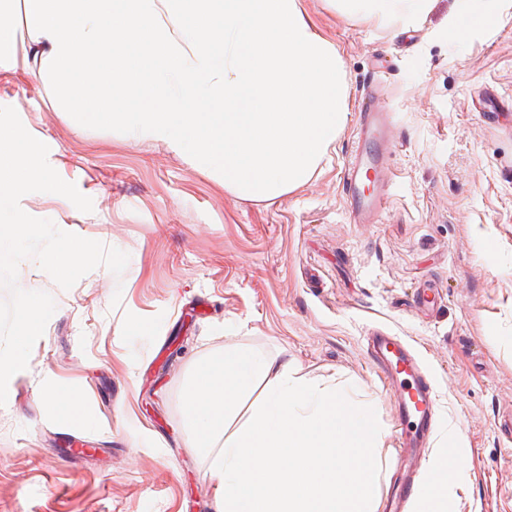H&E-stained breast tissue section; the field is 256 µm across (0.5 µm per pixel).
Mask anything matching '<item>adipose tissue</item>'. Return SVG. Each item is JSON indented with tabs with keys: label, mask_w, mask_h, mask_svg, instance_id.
I'll return each mask as SVG.
<instances>
[{
	"label": "adipose tissue",
	"mask_w": 512,
	"mask_h": 512,
	"mask_svg": "<svg viewBox=\"0 0 512 512\" xmlns=\"http://www.w3.org/2000/svg\"><path fill=\"white\" fill-rule=\"evenodd\" d=\"M338 14L415 25L432 0H331ZM0 4V50L40 65L55 101L220 174L225 192L267 201L306 184L349 119L335 44L298 0H21ZM459 474L434 461L420 512H447Z\"/></svg>",
	"instance_id": "1"
}]
</instances>
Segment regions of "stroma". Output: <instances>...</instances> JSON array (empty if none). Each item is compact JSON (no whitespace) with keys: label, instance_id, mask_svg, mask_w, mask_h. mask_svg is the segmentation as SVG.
<instances>
[{"label":"stroma","instance_id":"1","mask_svg":"<svg viewBox=\"0 0 512 512\" xmlns=\"http://www.w3.org/2000/svg\"><path fill=\"white\" fill-rule=\"evenodd\" d=\"M299 4L339 49L350 113L314 177L272 202L60 111L37 63L0 69V106L93 201L84 213L29 193L21 208L129 256L122 275L100 266L67 290L19 264L18 286L56 310L0 407V512H215L220 481L189 445L181 393L195 361L235 348L370 404L386 499L400 410L368 352L379 331L410 345L435 388L420 474L444 456L460 473L448 512H512V0H489L496 24L457 41L458 0H433L406 31ZM378 84L392 123L371 149L388 200L355 224L343 176L359 99ZM52 390L78 393L81 418L59 419Z\"/></svg>","mask_w":512,"mask_h":512}]
</instances>
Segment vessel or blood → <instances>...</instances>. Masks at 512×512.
I'll return each instance as SVG.
<instances>
[{
	"instance_id": "b4317fda",
	"label": "vessel or blood",
	"mask_w": 512,
	"mask_h": 512,
	"mask_svg": "<svg viewBox=\"0 0 512 512\" xmlns=\"http://www.w3.org/2000/svg\"><path fill=\"white\" fill-rule=\"evenodd\" d=\"M387 124L388 116L378 110L374 98L365 97L357 145L345 168L347 204L351 215L358 219L381 212L387 200L382 191L369 193L365 190L369 172L383 163L382 157L372 153L369 146L385 134ZM371 357L399 404L401 448L419 446L428 437L435 421V392L429 374L422 371L418 358L398 336L382 334L373 337Z\"/></svg>"
}]
</instances>
